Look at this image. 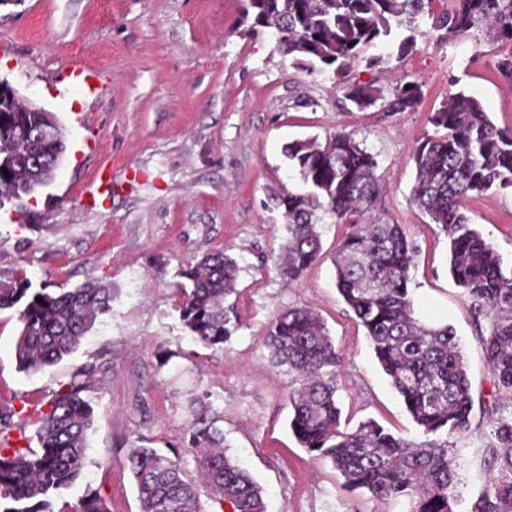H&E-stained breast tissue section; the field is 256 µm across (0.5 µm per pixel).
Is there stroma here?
<instances>
[{
    "label": "stroma",
    "instance_id": "35a3bbf8",
    "mask_svg": "<svg viewBox=\"0 0 512 512\" xmlns=\"http://www.w3.org/2000/svg\"><path fill=\"white\" fill-rule=\"evenodd\" d=\"M244 8V0H12L0 7V80L54 112L68 138L53 182L28 204L26 224L12 207L0 209V279L22 269L53 291L91 284L112 294L111 311L78 348L36 373L18 367L16 312H0V405H46L72 375L98 369L86 464L76 485L54 496L53 512L90 488L109 497L112 512H140L127 457L141 445L178 458L196 477L188 429L203 405L229 455L263 487L267 512H406L403 500L348 492L328 459L300 448L289 429V395L301 380L275 366L266 346L274 315L293 305L314 310L340 358L347 427L373 419L418 438L337 291L334 260L346 225L321 216V256L300 281L285 283L275 268L286 220L274 198L304 189L283 147L340 129L377 162L381 189L365 220L402 225L419 246L409 285L415 317L452 326L474 395L512 413V395L493 385L470 302L448 272V238L411 201L412 149L434 134L429 116L449 95L466 91L497 127L512 128V83L495 67L511 44L478 30L444 42L422 20L404 60L372 69L359 62L352 71L386 92L417 82V110L349 111L332 69L283 57L270 31L247 33ZM466 208L512 265V189L469 198ZM216 249L242 268L241 327L220 349L189 336L176 296L180 270ZM488 431L486 415L476 413L457 443L467 503L485 479Z\"/></svg>",
    "mask_w": 512,
    "mask_h": 512
}]
</instances>
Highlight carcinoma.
<instances>
[{"instance_id":"1","label":"carcinoma","mask_w":512,"mask_h":512,"mask_svg":"<svg viewBox=\"0 0 512 512\" xmlns=\"http://www.w3.org/2000/svg\"><path fill=\"white\" fill-rule=\"evenodd\" d=\"M249 31L273 29L278 49L295 61L303 58L331 68L345 89V100L359 111L381 103V111L407 112L423 98L421 86L408 81L386 96L370 83L352 82L348 72L364 61L370 68L391 55L368 51L394 43L397 58L415 46L419 19L451 39L484 28L512 41V0H452L439 15L433 0H246ZM435 133L412 150L416 169L411 201L441 227L449 240L448 270L471 303L476 332L494 387L512 393V266L471 223L466 199L491 190L512 189V128H499L474 97L458 92L430 116ZM66 139L52 112H0V209L9 203L22 215L26 203L53 178L66 153ZM284 154L308 187L304 193L276 198L284 208L288 237L276 260L281 278L300 280L321 252L317 213L349 225L336 253V287L355 321L366 332L375 357L402 397L422 439L396 436L367 419L353 428L341 423L335 367L338 356L320 316L290 307L267 328L271 358L301 377L289 396L290 429L314 457L329 459L354 492L379 498H405L408 512H459L455 439L473 416L475 399L467 366L453 329L414 317L409 291L411 268L419 252L399 224L377 220L357 223L380 189L377 163L353 134L340 130L325 142L292 140ZM9 175H4L3 171ZM238 260L210 251L182 270L177 309L183 327L197 342L224 347L239 329L235 304ZM43 302H36V298ZM104 288L50 291L36 288L21 270L0 280V311L14 309L22 324L16 342L20 370L36 373L71 354L111 309ZM96 368L89 366L60 385L47 402L26 415L0 406V512H53L59 490L73 486L87 459V431L93 408ZM206 409L194 411L190 442L199 452V479L185 476L179 460L147 446L129 456L140 512H202L207 494L219 509L266 512L263 490L221 446V432ZM36 427L39 449L22 445L24 428ZM19 431L15 444L12 431ZM492 441L484 450L485 485L471 512H512V413L492 422ZM62 512H111L99 490L89 491Z\"/></svg>"}]
</instances>
